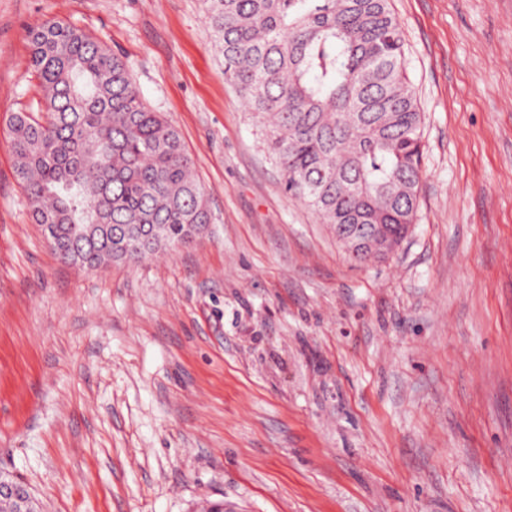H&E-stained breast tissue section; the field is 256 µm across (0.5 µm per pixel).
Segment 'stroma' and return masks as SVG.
Instances as JSON below:
<instances>
[{"mask_svg": "<svg viewBox=\"0 0 512 512\" xmlns=\"http://www.w3.org/2000/svg\"><path fill=\"white\" fill-rule=\"evenodd\" d=\"M423 117L414 224L351 260L284 189L204 0H0V470L43 512H512V0H391ZM123 56L207 233L60 264L15 175L28 31Z\"/></svg>", "mask_w": 512, "mask_h": 512, "instance_id": "35a3bbf8", "label": "stroma"}]
</instances>
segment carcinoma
<instances>
[{
  "instance_id": "obj_1",
  "label": "carcinoma",
  "mask_w": 512,
  "mask_h": 512,
  "mask_svg": "<svg viewBox=\"0 0 512 512\" xmlns=\"http://www.w3.org/2000/svg\"><path fill=\"white\" fill-rule=\"evenodd\" d=\"M224 77L268 127L285 190L358 262L410 232L423 153L422 114L390 0H206ZM44 112L10 122L15 173L53 249L96 269L186 246L211 213L179 130L144 103L122 57L82 29L29 32Z\"/></svg>"
}]
</instances>
